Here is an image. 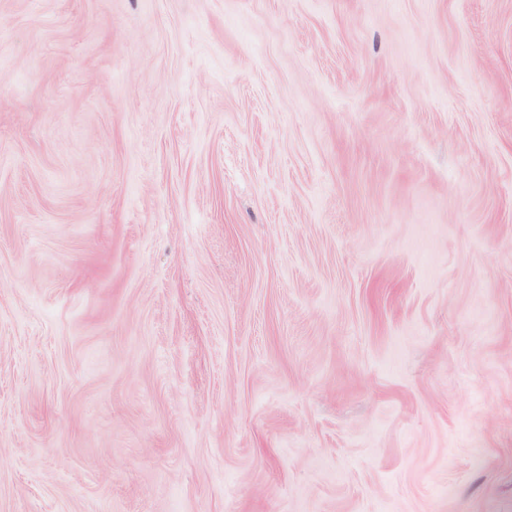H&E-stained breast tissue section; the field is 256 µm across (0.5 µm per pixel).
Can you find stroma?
<instances>
[{
    "mask_svg": "<svg viewBox=\"0 0 512 512\" xmlns=\"http://www.w3.org/2000/svg\"><path fill=\"white\" fill-rule=\"evenodd\" d=\"M0 512H512V0H0Z\"/></svg>",
    "mask_w": 512,
    "mask_h": 512,
    "instance_id": "stroma-1",
    "label": "stroma"
}]
</instances>
